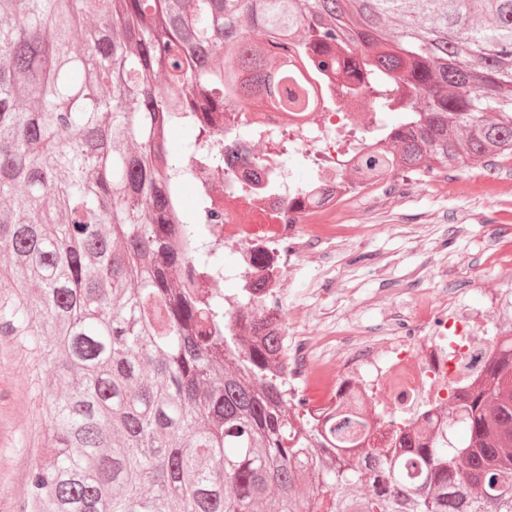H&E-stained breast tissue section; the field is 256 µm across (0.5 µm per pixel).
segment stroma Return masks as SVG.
Listing matches in <instances>:
<instances>
[{"mask_svg": "<svg viewBox=\"0 0 512 512\" xmlns=\"http://www.w3.org/2000/svg\"><path fill=\"white\" fill-rule=\"evenodd\" d=\"M407 189L383 199L376 209L349 214L350 224H423L430 236L444 242L455 257L448 269H433L427 282L438 295H453L476 305L494 269L482 264L492 249L512 240V156L487 166L408 175ZM466 224L463 234L451 227ZM427 261L399 234L370 235L364 245L337 256L335 263L310 262L297 271L285 298L287 305H316L325 316L322 328L332 327L333 301L313 295L311 282L328 277L351 279L355 292L347 309L358 311L367 323H376L381 311L364 308V300L378 288H395L397 306L410 272ZM46 365L14 336L0 335V512H20L27 494V476L39 463L47 431V419L34 387V378L45 375Z\"/></svg>", "mask_w": 512, "mask_h": 512, "instance_id": "stroma-1", "label": "stroma"}]
</instances>
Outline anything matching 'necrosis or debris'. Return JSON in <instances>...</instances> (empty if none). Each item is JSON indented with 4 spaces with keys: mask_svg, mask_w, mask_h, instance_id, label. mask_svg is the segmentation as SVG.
<instances>
[{
    "mask_svg": "<svg viewBox=\"0 0 512 512\" xmlns=\"http://www.w3.org/2000/svg\"><path fill=\"white\" fill-rule=\"evenodd\" d=\"M363 64L359 53L343 51L329 71L306 72L314 89L329 86L331 96L305 112H254L228 98L223 111L198 113L203 133L186 165L195 195L223 216L212 240L233 256L230 275L284 339L300 414L322 421L359 397L369 433L382 444L384 414L411 410L410 428L418 433L445 421L453 395L485 381L504 341L500 322L512 313V267L497 272L476 306L440 302L426 271H415L408 306L397 307L392 290L381 289L375 302L386 314L370 325L349 319L322 330L309 309L285 306L293 273L324 255L333 237L356 245L368 234L369 225L344 223V214L394 183L389 174H358L365 155L386 149L390 123L370 109L358 72ZM294 159L305 178H296Z\"/></svg>",
    "mask_w": 512,
    "mask_h": 512,
    "instance_id": "1",
    "label": "necrosis or debris"
}]
</instances>
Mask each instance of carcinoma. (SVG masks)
Returning a JSON list of instances; mask_svg holds the SVG:
<instances>
[{"mask_svg": "<svg viewBox=\"0 0 512 512\" xmlns=\"http://www.w3.org/2000/svg\"><path fill=\"white\" fill-rule=\"evenodd\" d=\"M268 43L322 71L358 51L373 111L418 113L385 171L512 155V0H0V334L49 369L23 512H512V328L445 423L393 415L384 448L360 447L356 402L323 429L295 416L242 291L225 334L215 213L170 212L192 113L292 95Z\"/></svg>", "mask_w": 512, "mask_h": 512, "instance_id": "carcinoma-1", "label": "carcinoma"}]
</instances>
